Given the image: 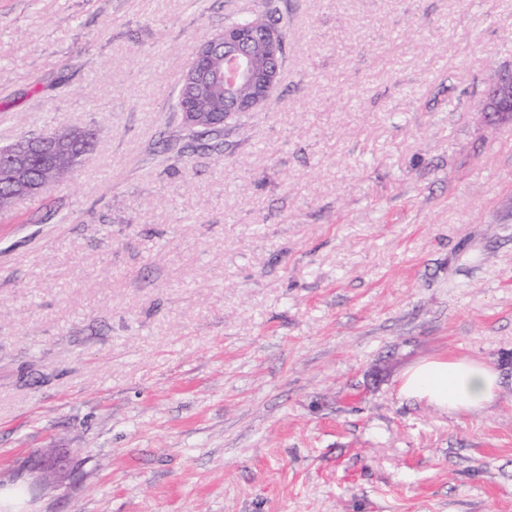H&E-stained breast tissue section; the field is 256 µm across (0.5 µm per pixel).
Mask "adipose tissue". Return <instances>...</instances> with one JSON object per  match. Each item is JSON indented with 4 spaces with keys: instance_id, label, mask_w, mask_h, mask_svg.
Instances as JSON below:
<instances>
[{
    "instance_id": "1",
    "label": "adipose tissue",
    "mask_w": 512,
    "mask_h": 512,
    "mask_svg": "<svg viewBox=\"0 0 512 512\" xmlns=\"http://www.w3.org/2000/svg\"><path fill=\"white\" fill-rule=\"evenodd\" d=\"M501 390L499 373L465 357L417 361L399 376L400 397L455 415L486 411Z\"/></svg>"
}]
</instances>
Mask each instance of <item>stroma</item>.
<instances>
[{"label": "stroma", "instance_id": "stroma-1", "mask_svg": "<svg viewBox=\"0 0 512 512\" xmlns=\"http://www.w3.org/2000/svg\"><path fill=\"white\" fill-rule=\"evenodd\" d=\"M280 83L176 154L195 46L266 0H0V512H512V0H277ZM499 371L474 416L412 362ZM70 131L72 130L64 129L49 133L58 138L56 141L59 147L54 151L51 159V168L56 170L57 179L69 176L84 162L82 157L88 143L78 138H71ZM39 139L40 136L28 138L23 140L24 142H17L10 146L1 147L0 149V157H3L5 159H13V167L17 169L14 171V178L12 184V188L14 191V195L16 196V199L26 198L29 197L30 195H38V193H40L44 188L51 185L49 182L45 183V177L43 173L44 171H46V169H44V167L38 162L31 163L29 165V172L32 181L37 184H45L44 188L40 192L34 193L37 189V185L29 181L20 163L21 159L25 155L28 154L29 156L37 157L46 145L55 142V140L52 137H50V135H44L38 143H26L27 141H38ZM499 373L466 357L417 361L399 376L400 397L455 415L481 414L498 400Z\"/></svg>", "mask_w": 512, "mask_h": 512}]
</instances>
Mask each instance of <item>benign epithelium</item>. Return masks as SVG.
Masks as SVG:
<instances>
[{"label": "benign epithelium", "instance_id": "obj_1", "mask_svg": "<svg viewBox=\"0 0 512 512\" xmlns=\"http://www.w3.org/2000/svg\"><path fill=\"white\" fill-rule=\"evenodd\" d=\"M285 36L281 29L263 25L259 16L246 25L235 22L201 38L195 48V62L186 69L183 82L205 91L219 86L224 91V120L227 124L241 112L261 107L278 86L280 60L284 54ZM489 99L512 102V79L502 78L490 87ZM54 142L48 135L40 142H17L0 149V157L14 161L12 188L18 199L32 195L37 185L24 173L21 159L39 156L43 148Z\"/></svg>", "mask_w": 512, "mask_h": 512}]
</instances>
